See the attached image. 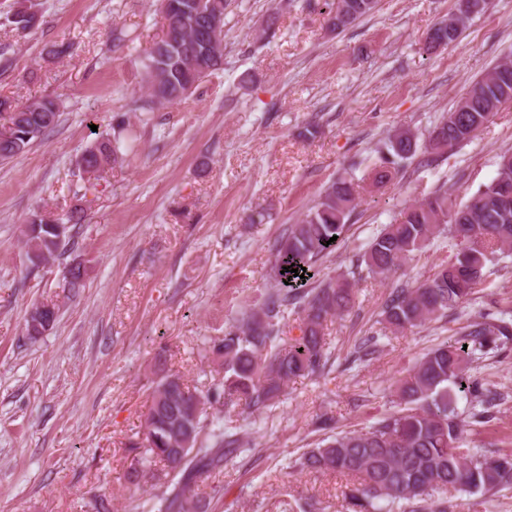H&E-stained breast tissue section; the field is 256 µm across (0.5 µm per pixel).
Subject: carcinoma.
<instances>
[{"mask_svg":"<svg viewBox=\"0 0 512 512\" xmlns=\"http://www.w3.org/2000/svg\"><path fill=\"white\" fill-rule=\"evenodd\" d=\"M162 36L146 49L140 64L150 103L181 101L207 74L224 65V15L227 0H157ZM377 0H332L329 14L348 16L344 27L369 15ZM35 0H14L7 21L20 33L33 29ZM472 16H448L455 42ZM512 102V53L496 63L428 131L426 151L444 155L471 142L502 105ZM59 102L50 96L18 104L0 97V162L25 154L57 123ZM124 128L98 135L76 160L79 177L108 178L129 145ZM418 150L409 130L391 134L377 150L368 172L377 187L398 178L405 161ZM361 186L351 176L331 181L315 206L278 241L270 277L280 284L248 306L209 346L222 360L219 383L199 393L177 373L152 380L151 404L141 435L129 442L127 478L148 477L158 492L145 499L146 512H207L198 483L248 452L241 439L207 419L205 405L237 403L261 414L281 401L298 378L322 374L330 359L327 323L353 308L356 281L346 275L323 279L311 288L294 284L293 270L309 276L315 263L342 240L357 208ZM60 218L35 213L24 225L27 257L36 267L65 254L56 227ZM450 232L458 248L432 278L396 288L382 306L383 333L425 326L468 302L482 282L487 263L512 255V152L500 156L496 174L459 204L440 187L416 200L386 224L360 255L367 275L385 279L432 239ZM337 240L326 244L331 237ZM291 271H286V268ZM84 267L65 268L63 285L84 287ZM508 313H481L460 337L428 350L411 372L397 380L394 410L361 431L337 432L305 450L293 467L310 472H338L353 480L346 494L351 512H447L450 490L487 494L512 489V452L487 456L462 447L463 427L457 394L470 397V417L487 419L497 395L467 372L476 353L486 354L512 337ZM300 321V335L287 336L290 320Z\"/></svg>","mask_w":512,"mask_h":512,"instance_id":"1","label":"carcinoma"}]
</instances>
